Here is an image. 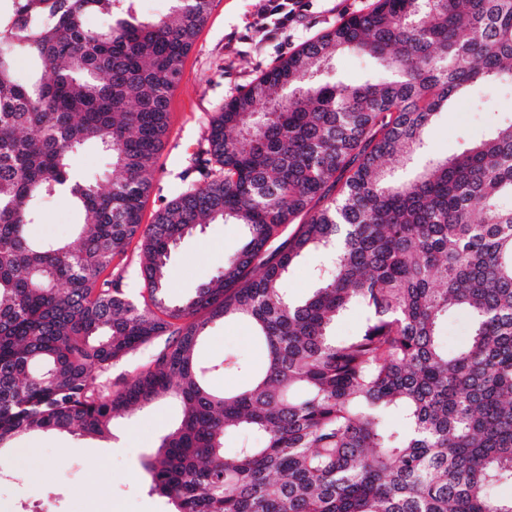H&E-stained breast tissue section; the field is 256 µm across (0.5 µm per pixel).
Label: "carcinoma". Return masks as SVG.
Masks as SVG:
<instances>
[{"label":"carcinoma","mask_w":512,"mask_h":512,"mask_svg":"<svg viewBox=\"0 0 512 512\" xmlns=\"http://www.w3.org/2000/svg\"><path fill=\"white\" fill-rule=\"evenodd\" d=\"M6 2L0 449L36 431L109 433L173 398L183 417L142 462L171 512H512L493 494L512 483V119L456 156L426 149L463 89L512 87V0H372L224 101L198 179L146 225L168 102L209 0H171L152 19L135 0ZM92 15L112 23L89 28ZM344 54L382 72L329 77ZM90 146L109 155L105 186L72 171ZM48 198L84 213L72 240L32 233ZM229 222L242 248L172 297L173 248ZM135 239L132 294L108 269ZM311 251L330 259L297 300L288 272ZM353 309L359 329L336 338ZM459 310L471 328L450 350L442 330ZM218 319L248 323L264 355L236 392L207 373L246 365L196 358ZM162 337L112 389V367Z\"/></svg>","instance_id":"carcinoma-1"}]
</instances>
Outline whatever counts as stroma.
I'll return each instance as SVG.
<instances>
[{"label": "stroma", "instance_id": "obj_1", "mask_svg": "<svg viewBox=\"0 0 512 512\" xmlns=\"http://www.w3.org/2000/svg\"><path fill=\"white\" fill-rule=\"evenodd\" d=\"M370 2L305 0L303 11L290 25L279 28L273 16L262 33L254 29L262 0H210L169 102L168 136L144 207V223H151L158 208L196 179L192 161L205 144L209 117L225 100L282 56L366 9ZM493 112L512 115V88L474 87L454 101L450 111L439 114L428 136L429 152L451 156L465 142L482 139ZM78 220L71 206L51 198L32 231L43 238L64 239L71 236ZM243 240V230L236 224H208L185 237L171 256L172 293H193ZM227 353L245 361L249 369L262 365L245 323L212 324L197 359L209 364ZM180 417L177 402L161 399L120 419L108 436L50 430L17 437L12 449L0 453V512H16L24 502L43 505L47 512H167L166 501L149 494L142 462Z\"/></svg>", "mask_w": 512, "mask_h": 512}]
</instances>
